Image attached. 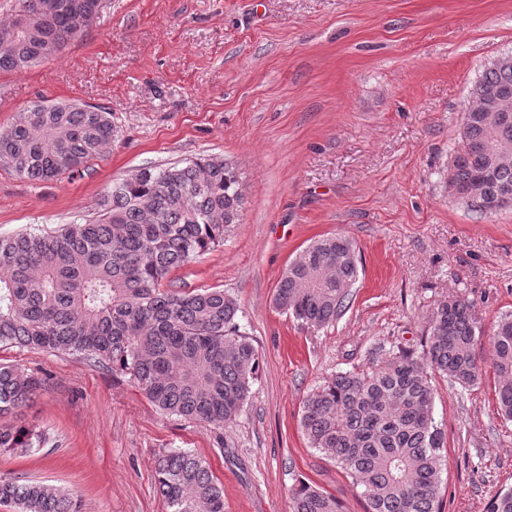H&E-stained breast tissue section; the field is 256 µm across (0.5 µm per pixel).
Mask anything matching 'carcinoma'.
Returning <instances> with one entry per match:
<instances>
[{
    "instance_id": "obj_1",
    "label": "carcinoma",
    "mask_w": 512,
    "mask_h": 512,
    "mask_svg": "<svg viewBox=\"0 0 512 512\" xmlns=\"http://www.w3.org/2000/svg\"><path fill=\"white\" fill-rule=\"evenodd\" d=\"M96 0H21L0 21V72L52 59L83 37ZM27 18L33 30L19 29ZM507 91L506 111L465 112L452 186L479 182V195H459L490 213L512 194V61L485 66L470 95ZM110 114L75 103L35 102L0 128V167L49 181L85 170L112 142ZM244 194L236 168L221 158L146 166L112 186L83 223L0 237V345L77 353L93 366L124 374L163 413L217 429L246 404L258 354L240 331L237 301L220 288L180 291L169 273L224 242L239 223ZM359 275L354 245L339 236L314 241L278 284L275 303L313 327L336 322ZM423 354L378 344L369 366L338 372L304 401L301 425L311 447L364 488L370 512H440L439 462L445 437L434 418L433 375L454 387L477 381L478 326L473 302L446 301L434 311ZM498 406L512 420V315L492 333ZM43 379L0 362V451L48 442L37 427L1 418L24 407ZM158 489L168 512H224V488L189 449L163 455ZM0 504L18 512H81L74 496L53 485L0 477ZM292 512H341L336 498L306 483ZM488 512H512V488Z\"/></svg>"
}]
</instances>
